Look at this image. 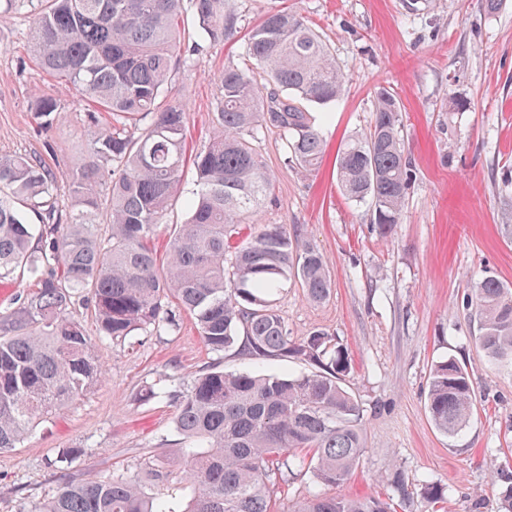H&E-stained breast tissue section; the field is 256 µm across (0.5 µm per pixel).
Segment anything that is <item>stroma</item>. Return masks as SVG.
<instances>
[{"mask_svg":"<svg viewBox=\"0 0 512 512\" xmlns=\"http://www.w3.org/2000/svg\"><path fill=\"white\" fill-rule=\"evenodd\" d=\"M281 7L324 37L349 79L345 95L324 109L326 153L315 173L286 161L277 134L257 146L274 179L263 223L313 239L330 266L328 301H308L290 281L273 298L292 336L321 329L349 350L346 385L360 404L367 446L342 491L385 499L400 473L410 498L399 512H426L427 483L443 488L445 512H499L512 488V363L485 356L463 299L489 276L512 286V0L494 14L481 0H234L235 31L213 43L190 28L201 52L169 86L189 113L190 150L208 143L222 96L217 72L238 62L245 31ZM31 25L24 12L0 20V156L38 155L63 185L88 159L86 110L61 95L62 120L40 127L32 105L54 81L31 60ZM382 87L401 103L412 162L403 215L388 237L368 203L342 194L335 166L346 141L367 132ZM76 317L105 378L40 423L22 447L0 454V512H23L74 478L136 475L144 458L179 447L170 385L214 367L306 369L293 359L211 351L187 316L177 330L149 328L122 341L101 338L90 311ZM448 357L465 363L477 394L469 423L451 438L426 408L430 369ZM148 386L156 397L140 400ZM65 448L82 454L59 462Z\"/></svg>","mask_w":512,"mask_h":512,"instance_id":"1","label":"stroma"}]
</instances>
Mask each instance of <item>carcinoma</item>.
I'll use <instances>...</instances> for the list:
<instances>
[{"instance_id":"carcinoma-1","label":"carcinoma","mask_w":512,"mask_h":512,"mask_svg":"<svg viewBox=\"0 0 512 512\" xmlns=\"http://www.w3.org/2000/svg\"><path fill=\"white\" fill-rule=\"evenodd\" d=\"M28 8L33 59L60 88L94 106L87 113L89 162L65 189L41 158L0 156V280L18 269L35 281L0 316V451L18 447L39 422L104 379L94 345L72 310L93 309L99 334L124 339L143 327L171 331L194 319L203 343L253 359L302 360L295 376L211 370L170 394L186 447L153 455L143 477L112 473L67 482L27 512H272V476H294L310 459L324 492L287 512H391L389 503L336 492L365 448L361 409L345 385L351 358L328 333L296 339L272 292L294 280L311 302L325 301L332 278L312 240L265 225L245 242L240 224L259 223L273 177L252 139L277 131L303 172L318 170L325 144L310 106L338 100L348 79L327 42L297 12H267L244 35L242 64L217 75L223 95L208 147L187 148L188 113L165 93L172 73L199 50L182 31L184 12L213 42L237 17L231 0H8ZM40 124L60 117L52 94L33 105ZM112 121L101 125L98 113ZM195 189L183 195L185 166ZM336 176L350 200L369 202L390 235L406 203L410 160L401 106L376 92L369 130L339 151ZM108 191V236L95 229L97 186ZM183 224L167 223L179 198ZM38 210L27 222L22 205ZM168 235L158 264L151 240ZM466 307L478 343L494 362L512 360V288L487 277ZM476 393L465 366L449 357L431 368L427 409L452 436L473 415Z\"/></svg>"}]
</instances>
